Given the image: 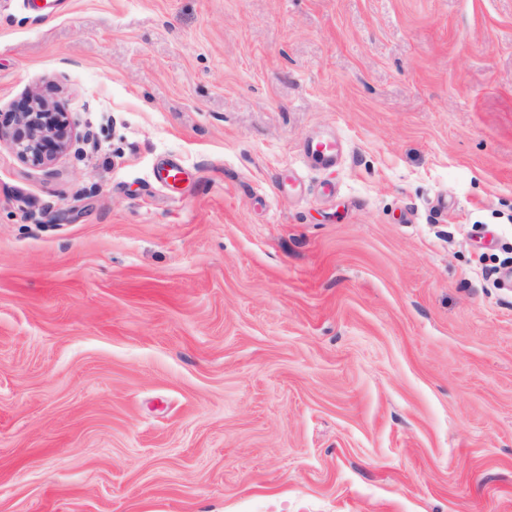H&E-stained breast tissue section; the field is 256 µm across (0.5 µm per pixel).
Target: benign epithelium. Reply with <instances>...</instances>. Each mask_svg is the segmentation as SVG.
<instances>
[{"instance_id":"benign-epithelium-1","label":"benign epithelium","mask_w":512,"mask_h":512,"mask_svg":"<svg viewBox=\"0 0 512 512\" xmlns=\"http://www.w3.org/2000/svg\"><path fill=\"white\" fill-rule=\"evenodd\" d=\"M76 134L69 113L36 92L0 112V142L34 167L49 168L71 147Z\"/></svg>"}]
</instances>
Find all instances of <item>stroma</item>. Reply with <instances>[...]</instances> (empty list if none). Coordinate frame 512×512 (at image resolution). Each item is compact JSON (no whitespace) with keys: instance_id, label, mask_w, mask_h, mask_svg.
Instances as JSON below:
<instances>
[{"instance_id":"1","label":"stroma","mask_w":512,"mask_h":512,"mask_svg":"<svg viewBox=\"0 0 512 512\" xmlns=\"http://www.w3.org/2000/svg\"><path fill=\"white\" fill-rule=\"evenodd\" d=\"M21 3L0 512H512V0ZM76 137L68 112L33 91L0 112V143L34 167L50 168ZM305 153L312 161L334 164L339 155V146L336 141L311 139L305 144Z\"/></svg>"}]
</instances>
